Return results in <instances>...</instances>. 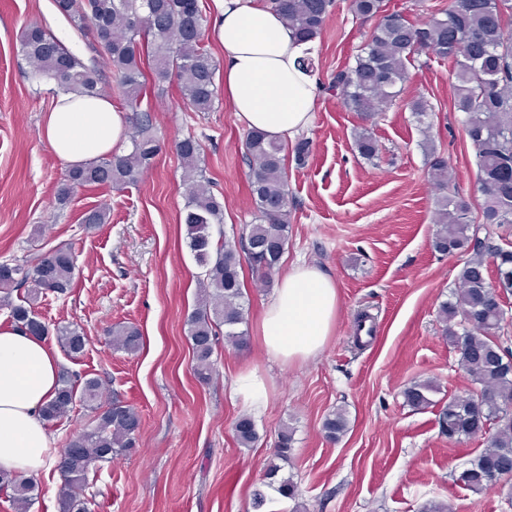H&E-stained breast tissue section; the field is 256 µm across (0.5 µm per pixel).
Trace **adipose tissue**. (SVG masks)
<instances>
[{
    "label": "adipose tissue",
    "instance_id": "1",
    "mask_svg": "<svg viewBox=\"0 0 512 512\" xmlns=\"http://www.w3.org/2000/svg\"><path fill=\"white\" fill-rule=\"evenodd\" d=\"M211 35L223 51L224 97L238 120L280 141L307 130L317 79L299 61L315 42L300 40L263 0H213ZM54 153L82 165L124 148L121 112L105 95L59 94L42 128ZM335 283L316 266L291 267L260 316L259 340L270 358L316 356L336 321ZM58 388V365L45 338L0 327V470L24 478L48 471L52 439L42 416Z\"/></svg>",
    "mask_w": 512,
    "mask_h": 512
}]
</instances>
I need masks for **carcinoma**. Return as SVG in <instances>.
<instances>
[{
  "mask_svg": "<svg viewBox=\"0 0 512 512\" xmlns=\"http://www.w3.org/2000/svg\"><path fill=\"white\" fill-rule=\"evenodd\" d=\"M267 5L297 30L306 41L316 39L335 7V0H267ZM56 14L66 20L85 41L90 57L76 54L46 25L27 24L19 45L32 72L57 82L59 90L82 96L103 92V72L97 56L112 70L113 91L122 105L134 114L135 131L125 154L101 157L83 167L70 168L55 187L54 197L64 208L79 187L106 186L123 190L138 182L156 156L151 112L141 109L147 96L145 69H150L153 87L177 79L180 91L193 112H212L219 103L216 82L220 62L204 42L208 24L200 0H53ZM355 17L379 19L359 46L355 63L336 71L332 85L343 91L345 105L371 118L384 111L399 96L398 86L409 77V67L419 56H435L450 64L456 83L453 109L461 115L462 126L476 153L478 191L482 201L473 216L469 199L460 195L449 175L448 158L426 138L429 174L436 191L435 251L452 255L467 252L474 236L471 224L504 226L512 224V0H449L448 7L419 25L401 11L385 13L383 0H351ZM358 154L371 161L380 149L363 129L354 135ZM185 169V224L190 251L201 268L196 308L187 316L189 339L194 355V374L203 383L215 373L212 356L224 336V343L242 350L249 345L244 282L240 252L248 242L260 250L248 260L252 272L266 283L279 264L288 244L293 196L288 186L286 160L293 155L302 165L311 152L309 139L299 137L291 145L249 131L242 140L248 167L247 182L254 206V221L245 228L240 246L214 238V228L224 223V198L215 194L200 165L201 142L189 134L174 143ZM494 258L500 294H512V242L487 250H473L458 274V288L452 298L439 305L449 345L460 353L463 369L481 392L493 394L491 403L476 404L474 397L453 396L439 411V424L448 440L458 442L479 434L489 435L490 447L471 459L460 474L470 489L488 488L484 474L497 469L502 479H512V351L502 347L503 329L498 311L484 308L489 287L485 256ZM76 257L62 244L39 253L25 263H0V306L10 309L17 328L32 336L55 333L70 356L86 346L84 332L75 326L50 328L35 311L34 303L44 294H65L72 287ZM27 288L20 304L10 300L12 291ZM480 313L481 326L470 329L466 318ZM109 343L135 353L142 346V334L134 325H117L108 330ZM430 381L414 382L403 391L406 403L416 410L433 405ZM102 382L81 378L62 369L59 388L43 409L45 422L68 416L78 402L95 412V426L70 440L59 451L57 470L65 483L60 498L61 512H89L91 500L85 491L90 477L101 464L135 451L141 427L139 413L115 399L101 402ZM348 430L345 412L325 417L322 431L335 442ZM236 440L244 448L259 439L255 423L247 416L235 426ZM293 430L282 427L275 442V456L288 458ZM278 468L266 472V480L252 494L257 512L267 502L266 489L285 498L296 497L297 487L288 477L277 478ZM0 487L11 490L19 512H28L33 501L30 480L0 472Z\"/></svg>",
  "mask_w": 512,
  "mask_h": 512,
  "instance_id": "cac0c4a2",
  "label": "carcinoma"
}]
</instances>
